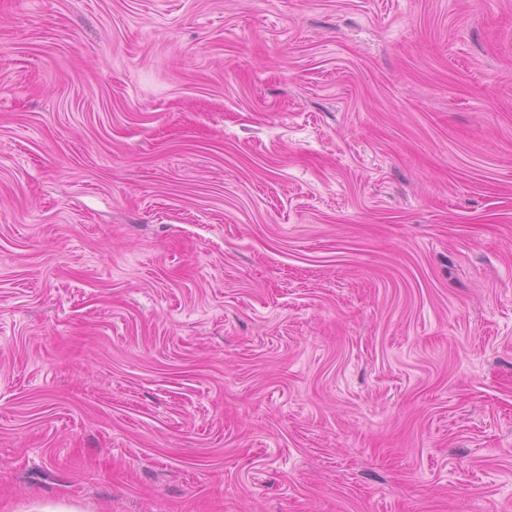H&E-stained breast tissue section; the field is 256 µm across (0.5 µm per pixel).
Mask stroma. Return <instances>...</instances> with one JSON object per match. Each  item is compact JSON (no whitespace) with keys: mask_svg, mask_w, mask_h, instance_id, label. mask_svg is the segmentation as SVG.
Masks as SVG:
<instances>
[{"mask_svg":"<svg viewBox=\"0 0 512 512\" xmlns=\"http://www.w3.org/2000/svg\"><path fill=\"white\" fill-rule=\"evenodd\" d=\"M0 512H512V0H0Z\"/></svg>","mask_w":512,"mask_h":512,"instance_id":"obj_1","label":"stroma"}]
</instances>
